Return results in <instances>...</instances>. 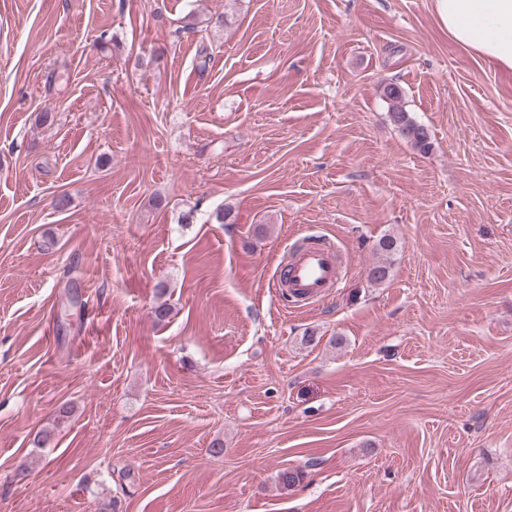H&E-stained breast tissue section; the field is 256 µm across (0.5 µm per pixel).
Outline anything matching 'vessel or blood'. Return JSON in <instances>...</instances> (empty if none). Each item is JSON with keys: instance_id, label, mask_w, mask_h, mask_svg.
Masks as SVG:
<instances>
[{"instance_id": "b4317fda", "label": "vessel or blood", "mask_w": 512, "mask_h": 512, "mask_svg": "<svg viewBox=\"0 0 512 512\" xmlns=\"http://www.w3.org/2000/svg\"><path fill=\"white\" fill-rule=\"evenodd\" d=\"M290 285L308 297H317L341 281L331 247L318 244L297 250L288 265Z\"/></svg>"}]
</instances>
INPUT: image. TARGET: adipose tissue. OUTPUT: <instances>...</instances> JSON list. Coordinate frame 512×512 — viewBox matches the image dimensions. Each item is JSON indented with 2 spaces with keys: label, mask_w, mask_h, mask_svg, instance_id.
Listing matches in <instances>:
<instances>
[{
  "label": "adipose tissue",
  "mask_w": 512,
  "mask_h": 512,
  "mask_svg": "<svg viewBox=\"0 0 512 512\" xmlns=\"http://www.w3.org/2000/svg\"><path fill=\"white\" fill-rule=\"evenodd\" d=\"M435 9L459 49L512 70V0H435Z\"/></svg>",
  "instance_id": "1"
}]
</instances>
